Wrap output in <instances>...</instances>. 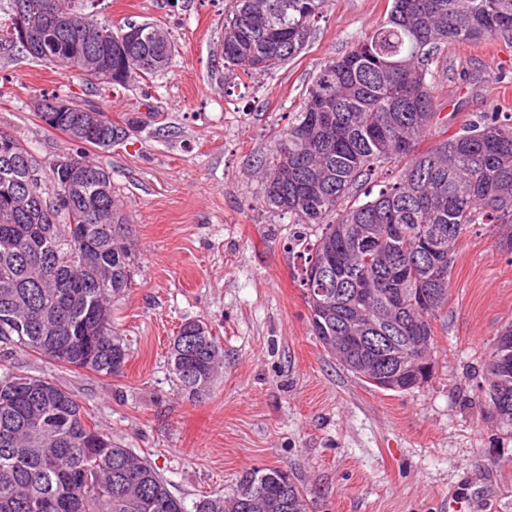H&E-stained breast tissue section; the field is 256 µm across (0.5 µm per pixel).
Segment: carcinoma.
<instances>
[{
	"instance_id": "obj_1",
	"label": "carcinoma",
	"mask_w": 512,
	"mask_h": 512,
	"mask_svg": "<svg viewBox=\"0 0 512 512\" xmlns=\"http://www.w3.org/2000/svg\"><path fill=\"white\" fill-rule=\"evenodd\" d=\"M51 4L29 33L31 57L76 72L91 86L102 69L142 77L167 69L175 48L146 22L132 39L72 8L75 0H10ZM324 0H226L220 60L226 68L269 73L307 42ZM112 39L102 48L100 34ZM512 38V0H391L386 21L328 61L306 89L270 170L283 177L264 189V203L290 224H316L319 238L303 253L300 285L311 331L325 350L357 331L397 346L405 361L390 391L420 386L414 336L434 345V321L448 304L453 254L475 224L512 228V114L491 109L474 123L421 151L438 125L431 65L449 40ZM49 128L77 146L76 189L56 184L51 169L0 131V342L51 364L119 377L129 353L112 330V302L131 287L133 225L112 194V175L85 156L112 125L93 101L76 104ZM99 117L91 129L82 110ZM397 175L371 183L386 165ZM23 194L25 208H11ZM368 198L359 201V194ZM77 233H71L72 226ZM378 294L368 299L363 290ZM430 301L419 300V291ZM486 363L485 397L499 424L512 428V325L499 334ZM178 388L209 392L224 349L201 320L181 324L170 348ZM283 471L244 473L229 493L184 501L148 458L112 440L86 416L73 394L47 377L0 374V512H311L306 492Z\"/></svg>"
}]
</instances>
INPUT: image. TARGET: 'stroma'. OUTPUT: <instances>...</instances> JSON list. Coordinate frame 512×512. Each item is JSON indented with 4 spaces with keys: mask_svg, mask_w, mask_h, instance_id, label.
I'll return each instance as SVG.
<instances>
[{
    "mask_svg": "<svg viewBox=\"0 0 512 512\" xmlns=\"http://www.w3.org/2000/svg\"><path fill=\"white\" fill-rule=\"evenodd\" d=\"M391 0H324L303 50L272 73L216 69L224 0H101L98 22L167 27L177 52L156 77L97 90L10 43L0 0V130L42 163L74 154L39 119L42 95L107 106L134 129L90 149L134 228L131 288L112 308L128 346L122 377L94 376L0 350V372L49 377L113 439L147 457L186 505L227 492L245 472L276 468L316 512H512V428L480 390L487 354L512 324V251L478 224L453 257L448 307L434 323L433 378L382 391L347 371L310 331L300 253L318 229L292 224L262 197L271 152L306 86L355 38L384 23ZM436 110L453 134L479 113H512V43L490 37L441 47ZM224 347L210 392L178 389L169 349L188 320Z\"/></svg>",
    "mask_w": 512,
    "mask_h": 512,
    "instance_id": "stroma-1",
    "label": "stroma"
}]
</instances>
